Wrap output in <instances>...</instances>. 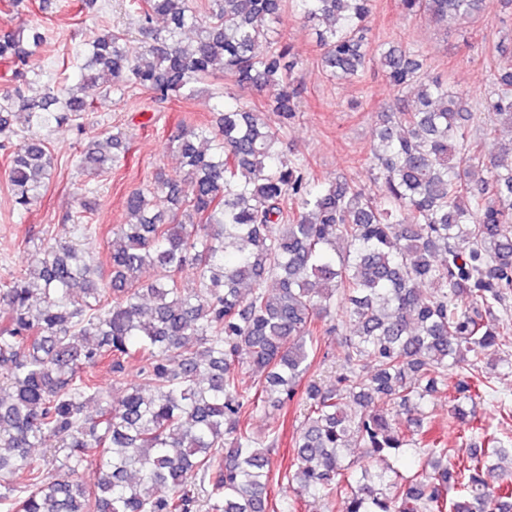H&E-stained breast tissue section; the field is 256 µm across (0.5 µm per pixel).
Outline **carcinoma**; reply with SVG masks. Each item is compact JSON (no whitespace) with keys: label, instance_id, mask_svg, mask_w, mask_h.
Masks as SVG:
<instances>
[{"label":"carcinoma","instance_id":"carcinoma-1","mask_svg":"<svg viewBox=\"0 0 512 512\" xmlns=\"http://www.w3.org/2000/svg\"><path fill=\"white\" fill-rule=\"evenodd\" d=\"M400 2L442 25L483 9V0ZM129 6L143 52L123 31H96L76 51L80 80L66 93L49 84L26 93L38 82L26 60L48 47L39 24L21 17L0 33V60L16 65V85L0 97V132L14 127L0 140L14 210H31L55 169L47 142L29 132L74 124L90 93L189 101L221 74L262 108L216 93L217 122L171 141L183 176L160 173L128 193L108 268L60 237L0 282V512H198L205 490L208 512H275L278 432L257 436L245 416L299 400L295 498H339L344 512H512V448L463 408L492 391L477 366L512 346V139L493 128L471 139L467 101L431 75L419 47L373 39L372 0ZM286 8L317 25L328 77L359 82L375 62L397 91L378 113L370 189L347 178L315 185L263 117L299 111V61L272 27ZM482 107L512 125L511 61L491 60ZM126 143L122 132L92 139L79 164L105 173ZM158 195L167 209L154 207ZM146 269L156 275L145 285ZM338 309L353 331L335 381L321 385L307 374L339 331ZM97 368L112 373L119 403ZM452 379L458 439H482L481 457L458 470L426 459L412 475L347 457L353 445L381 460L405 448L437 453L423 407ZM389 405L415 433L396 426ZM48 441L64 453L56 473L30 454ZM93 456L90 491L75 476Z\"/></svg>","mask_w":512,"mask_h":512}]
</instances>
